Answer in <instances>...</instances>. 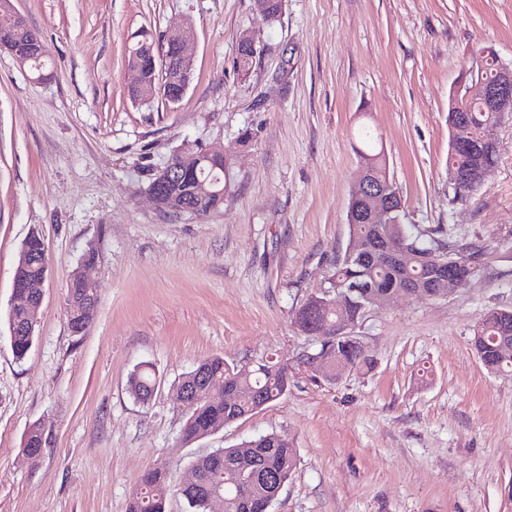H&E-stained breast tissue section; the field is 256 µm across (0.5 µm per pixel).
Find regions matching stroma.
<instances>
[{
	"label": "stroma",
	"instance_id": "stroma-1",
	"mask_svg": "<svg viewBox=\"0 0 512 512\" xmlns=\"http://www.w3.org/2000/svg\"><path fill=\"white\" fill-rule=\"evenodd\" d=\"M43 42L35 79L0 50V512H127L146 467L167 512L193 461L261 434L297 450L271 512H512V375L487 371L477 320L512 310V118L490 129L492 177L458 201L448 103L484 50L512 65V0H13ZM180 27L193 70L175 105L132 99L125 49ZM256 54L236 68L239 38ZM231 154L224 203L204 217L156 208L148 189L178 150ZM383 151L404 222L481 246L445 298L393 296L355 328L371 362L333 384L298 367L316 344L293 321L349 243L361 149ZM45 243L36 341L6 327L24 240ZM100 302L68 326L67 284L88 248ZM218 355L291 366L287 394L190 444L181 377ZM151 363L148 403L129 393ZM49 441L19 458L28 427ZM97 310L98 309L96 307L86 311L85 313H82L81 315L78 314L76 312L77 308H75L73 305L69 288L67 289V320L72 333H84L93 323L97 314ZM24 320L22 312L16 308L8 311L6 323L10 335V343L12 351L18 360H22L27 356L35 340L36 325L33 327L31 335H29V332L22 329L25 325Z\"/></svg>",
	"mask_w": 512,
	"mask_h": 512
}]
</instances>
